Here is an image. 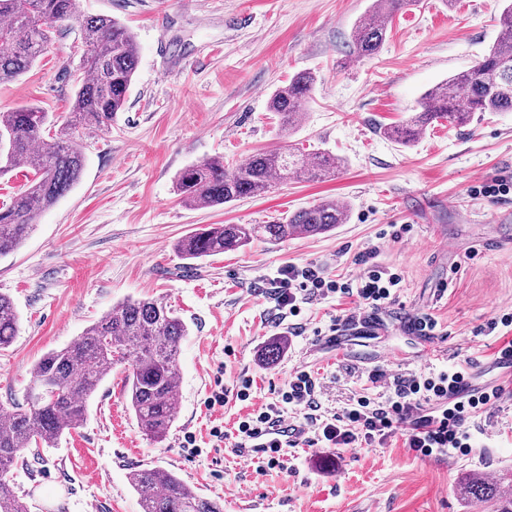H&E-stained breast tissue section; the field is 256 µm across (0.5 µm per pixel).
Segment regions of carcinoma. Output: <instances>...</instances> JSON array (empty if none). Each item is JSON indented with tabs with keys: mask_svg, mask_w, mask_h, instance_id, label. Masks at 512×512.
<instances>
[{
	"mask_svg": "<svg viewBox=\"0 0 512 512\" xmlns=\"http://www.w3.org/2000/svg\"><path fill=\"white\" fill-rule=\"evenodd\" d=\"M419 0H374L356 23L354 53L375 55L392 18ZM497 40L469 70L442 81L420 98L418 109L384 134L408 146L432 124L446 120L464 126L477 112H512V0H503ZM59 21L78 24L84 46L74 98L61 116L59 134L47 138V113L35 106L0 112V175L26 169V183L10 202L0 205V257L17 250L34 229L36 218L80 180L85 158L69 136L77 128L103 129L124 111L138 66L132 32L106 15H86L80 0H0V84L18 79L40 57ZM310 72L294 74L268 98L281 131H292L315 89ZM341 158L321 150L302 153L290 145L259 152L235 167L212 157L183 168L176 177L180 202L190 208L219 206L240 198L261 196L288 179L334 177ZM348 220L346 208L323 199L273 224H212L190 232L177 244L182 259H200L234 251L262 237L283 242L304 234L317 236ZM19 334V317L11 297L0 294V350ZM188 335L183 319L153 299H128L112 306L67 346L46 353L32 369L26 404L0 415V512H29L10 488L7 474L26 463L24 451L40 455L62 434L80 425L87 403L117 365L125 366L124 394L139 427L156 441L166 439L176 422V379L181 341ZM49 383L51 398L34 392ZM142 512H224L218 499L200 495L175 473L138 467L129 475ZM464 495L512 512V474L494 481L480 477L464 486Z\"/></svg>",
	"mask_w": 512,
	"mask_h": 512,
	"instance_id": "cac0c4a2",
	"label": "carcinoma"
}]
</instances>
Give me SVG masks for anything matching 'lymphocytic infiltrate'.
<instances>
[{
    "instance_id": "lymphocytic-infiltrate-1",
    "label": "lymphocytic infiltrate",
    "mask_w": 512,
    "mask_h": 512,
    "mask_svg": "<svg viewBox=\"0 0 512 512\" xmlns=\"http://www.w3.org/2000/svg\"><path fill=\"white\" fill-rule=\"evenodd\" d=\"M375 251L359 255V275L336 279L311 265H288L278 269L271 280L270 296L276 312L275 325H288L304 332L301 323L304 304L316 299L352 297L356 305L351 318L378 313L393 303L403 281L401 272L375 264ZM467 367L449 366L439 372H419L394 377L388 391L372 398L359 393L342 413L324 416L320 398L325 384L306 370L289 374L274 401L249 413L237 428L240 447H250L253 439L273 427L287 423L289 415H302L307 426L304 445L325 448L381 447L394 436H402L407 447L420 455L472 451L473 429L479 417L505 394L503 385L475 389L469 386Z\"/></svg>"
}]
</instances>
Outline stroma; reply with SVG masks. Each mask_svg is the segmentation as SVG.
<instances>
[{"mask_svg":"<svg viewBox=\"0 0 512 512\" xmlns=\"http://www.w3.org/2000/svg\"><path fill=\"white\" fill-rule=\"evenodd\" d=\"M373 0H81L85 13L119 20L135 36L139 63L124 112L107 128L80 129L79 182L42 213L12 255L0 259V292L21 320L0 351V408L23 403L35 363L63 347L112 305L150 297L174 309L189 333L179 355V416L157 442L138 426L115 366L92 395L83 423L9 475L29 512H141L129 473L141 466L175 472L199 494L224 500V512H481L459 482L493 479L512 468V394L481 417L470 455L424 457L394 437L383 448L289 449L283 468L235 452L239 421L274 400L291 372L323 378L321 410L341 412L369 372L407 375L468 363L472 382L499 381L493 337L477 330L512 311V250L470 252L479 237L512 235V194H473L481 181L512 175V114H475L463 127L439 124L402 146L383 128L407 118L433 85L471 68L495 42L502 0H422L397 14L379 52L353 53L352 34ZM78 26L55 24L32 68L0 86V112L39 105L67 111L78 70ZM317 83L288 138L267 109L269 95L296 72ZM289 143L325 149L344 167L334 178L291 181L255 198L185 208L174 177L188 164L220 156L245 162ZM323 198L342 202L347 223L317 237L273 244L255 240L188 266L177 242L209 224H266ZM475 213L472 222L460 213ZM396 224L410 225L402 241ZM377 249L380 265L401 270L396 301L374 334L333 351L318 349L316 329L343 322L350 298L316 300L295 335L270 321V278L277 269L313 265L351 278L356 257ZM433 313L442 354L404 327ZM287 338L273 363L263 355ZM253 380L247 401L241 378ZM223 386L224 407L205 401ZM225 437H211L213 426ZM195 435L200 455L183 446Z\"/></svg>","mask_w":512,"mask_h":512,"instance_id":"1","label":"stroma"}]
</instances>
